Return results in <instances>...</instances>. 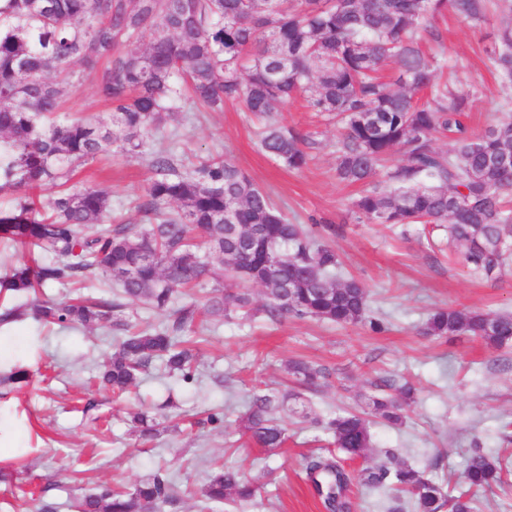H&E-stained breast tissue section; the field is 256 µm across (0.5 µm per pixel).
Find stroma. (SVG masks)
Here are the masks:
<instances>
[{"mask_svg":"<svg viewBox=\"0 0 512 512\" xmlns=\"http://www.w3.org/2000/svg\"><path fill=\"white\" fill-rule=\"evenodd\" d=\"M500 19L496 13L478 25L446 10L433 21L439 40L423 42L429 53L458 62L457 84L472 95L468 123L477 133L503 118V104L512 102V84L499 82L488 68ZM71 69L66 116L107 117L110 108L97 93L95 74L79 63ZM276 119L311 136L303 168H288L263 153L257 118L234 103L204 114L184 103L157 138L188 167L223 155L268 192L291 223L315 227L321 242L335 248L343 273L364 286L370 310L386 316V330L318 319L272 323L259 311L249 319L234 315L207 333L194 381L162 378L153 368L118 397L96 378L112 354L117 329L48 327L28 315L4 321L5 313L38 298L68 301L73 290L5 288L17 269L43 256L35 247L0 239V512H72L76 497L100 485L129 486L158 472L182 492L165 512H199V491L215 460L241 466L259 487L252 501L225 505L224 512H325L305 464L309 456L329 455L331 439L299 417L297 408L303 404L332 418L363 405L386 380L411 385L415 401L401 425H372L368 456L345 464L352 474L391 449L454 492L473 446L512 460V343L496 349L467 336L421 333L438 308L512 313V266L494 282L475 276L462 255L449 254L443 224L389 228L355 221L350 207L360 188L336 177L334 122L299 100ZM150 175L149 154L116 148L80 165L76 179L105 188L113 222L124 224L139 221L136 206ZM299 360L326 368L327 379L316 389L302 388L286 372L289 362ZM18 370L22 379L5 382ZM258 390L293 395L278 413L288 432L284 447H257L235 424ZM140 407L194 429L188 435L162 429L142 439L129 420ZM218 412L223 426L207 423V415Z\"/></svg>","mask_w":512,"mask_h":512,"instance_id":"35a3bbf8","label":"stroma"}]
</instances>
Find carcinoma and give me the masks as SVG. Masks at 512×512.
<instances>
[{"mask_svg":"<svg viewBox=\"0 0 512 512\" xmlns=\"http://www.w3.org/2000/svg\"><path fill=\"white\" fill-rule=\"evenodd\" d=\"M0 0V189L18 197L0 206V238L31 242L47 254L23 267L9 287L81 285L110 281L112 299L36 302L41 322L87 329L119 323L128 301L168 312L157 325L119 337L102 365L101 382L115 393L136 386L155 360L185 382L195 379L197 355L184 337L200 335L207 319L251 311L246 292L224 287L223 274L263 289L261 313L337 324L363 323L375 333L385 321L368 309L363 285L342 278L336 251L311 231L292 224L270 196L241 169L211 157L187 171L167 148L151 150L153 134L181 109L182 89L203 110L220 112L227 101L265 118L261 149L284 165L307 162L306 138L279 125L275 114L304 98L312 112L336 115V176L367 184L383 174L387 189L372 187L352 203L370 224H446L448 245L477 276L494 281L512 260V117L484 132L470 131L471 94L440 81L447 63L427 56L429 19L445 9L484 21L491 0ZM151 37L139 51L121 42ZM490 68L512 83V17L500 23ZM108 65L97 70L101 60ZM397 65L392 82L379 77L386 61ZM97 73L98 95L112 106L109 120L60 118L71 64ZM430 90L420 106L415 92ZM448 133L452 149L432 136ZM150 152L151 177L138 206L145 226L112 225L104 189L72 184L75 166L112 152ZM51 186V212L29 195ZM218 260L222 269L212 266ZM181 288H197L206 303L174 306ZM435 338L470 336L491 346L512 341V315L467 309L437 310L424 328ZM289 372L308 384L321 371L294 363ZM288 395L255 393L239 427L262 448L288 440L275 414ZM402 404L391 395L369 398L360 412L311 423L333 438L347 459L366 457L371 424L402 422ZM142 436L159 423L146 410L130 413ZM386 460L354 479L333 457L311 456L306 472L327 512H350L353 481L390 493L387 512H403L400 494L414 512H476L479 493L502 481L503 464L475 445L464 469L466 490L452 495L390 450ZM257 488L240 470L223 467L201 489L206 507L247 502ZM173 486L156 473L126 490L103 487L78 499L79 512H164Z\"/></svg>","mask_w":512,"mask_h":512,"instance_id":"1","label":"carcinoma"}]
</instances>
